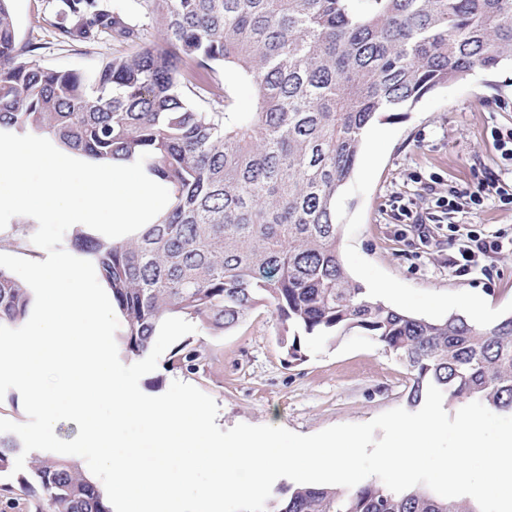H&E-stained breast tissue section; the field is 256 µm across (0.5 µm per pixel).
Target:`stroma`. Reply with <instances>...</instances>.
Wrapping results in <instances>:
<instances>
[{"label": "stroma", "mask_w": 512, "mask_h": 512, "mask_svg": "<svg viewBox=\"0 0 512 512\" xmlns=\"http://www.w3.org/2000/svg\"><path fill=\"white\" fill-rule=\"evenodd\" d=\"M60 0H11L18 45L36 47L45 67L90 70L125 52L111 35L82 43L59 28ZM512 129V69L477 70L424 97L409 112L375 121L362 156L337 200L340 251L350 276L370 289L388 283L384 300L401 312L432 319L468 315L482 299V326L512 315V250L488 254L478 271L461 274L449 259L468 237L498 233L512 239V205L485 193L512 168L497 143ZM461 212L448 214L443 196ZM480 204H472L474 195ZM202 371L172 370L166 359L139 381L149 396L173 381L192 384L217 403L221 429L272 424L302 435L408 408L412 380L405 361L354 333L310 347L304 362L287 365L275 322L265 310L223 335L196 331Z\"/></svg>", "instance_id": "35a3bbf8"}]
</instances>
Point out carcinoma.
I'll return each instance as SVG.
<instances>
[{
  "label": "carcinoma",
  "instance_id": "obj_1",
  "mask_svg": "<svg viewBox=\"0 0 512 512\" xmlns=\"http://www.w3.org/2000/svg\"><path fill=\"white\" fill-rule=\"evenodd\" d=\"M97 0H63L76 41L112 30L132 51L88 71L42 65L20 48L10 0H0V132L44 137L89 162H134L168 183V213L115 243L74 229L68 245L93 263L124 317L123 350L147 355L157 329L179 317L219 335L249 313L277 321L288 363L307 347L358 332L402 357L410 403L431 385L443 399L512 414V316L479 327L461 315L407 316L347 274L336 197L360 158L364 132L388 112L475 70L512 62V0H138L157 30ZM251 82L240 109L220 73ZM26 225L0 236L20 245ZM32 289L0 268V325L19 326ZM202 355L182 342L168 367L195 372ZM18 444L0 435V504L35 512H112L71 461L31 458L11 474ZM270 512H477L466 499L290 486Z\"/></svg>",
  "mask_w": 512,
  "mask_h": 512
}]
</instances>
